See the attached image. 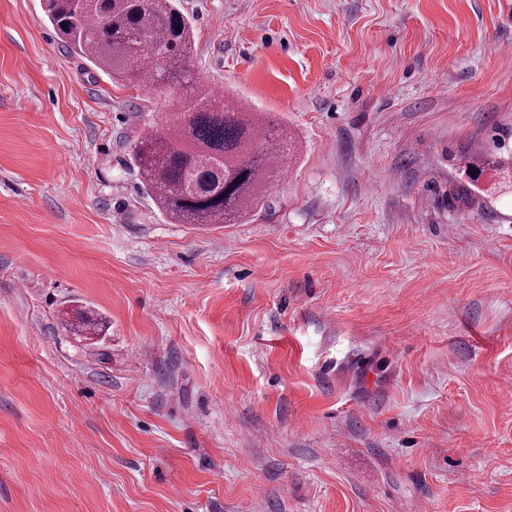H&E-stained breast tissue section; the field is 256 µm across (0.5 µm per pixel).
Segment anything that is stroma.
I'll return each instance as SVG.
<instances>
[{
  "label": "stroma",
  "instance_id": "obj_1",
  "mask_svg": "<svg viewBox=\"0 0 512 512\" xmlns=\"http://www.w3.org/2000/svg\"><path fill=\"white\" fill-rule=\"evenodd\" d=\"M177 5L298 143L239 224L143 189L183 99L0 0V512H512V0Z\"/></svg>",
  "mask_w": 512,
  "mask_h": 512
}]
</instances>
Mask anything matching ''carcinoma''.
<instances>
[{"mask_svg": "<svg viewBox=\"0 0 512 512\" xmlns=\"http://www.w3.org/2000/svg\"><path fill=\"white\" fill-rule=\"evenodd\" d=\"M59 37L112 78L164 93L189 83L192 103L163 129L140 135L132 159L158 209L173 224H237L257 210L268 187L288 171V128L205 83H190L194 28L176 0H43ZM477 175L494 166L472 157ZM73 330L90 334L99 320L74 312Z\"/></svg>", "mask_w": 512, "mask_h": 512, "instance_id": "cac0c4a2", "label": "carcinoma"}]
</instances>
